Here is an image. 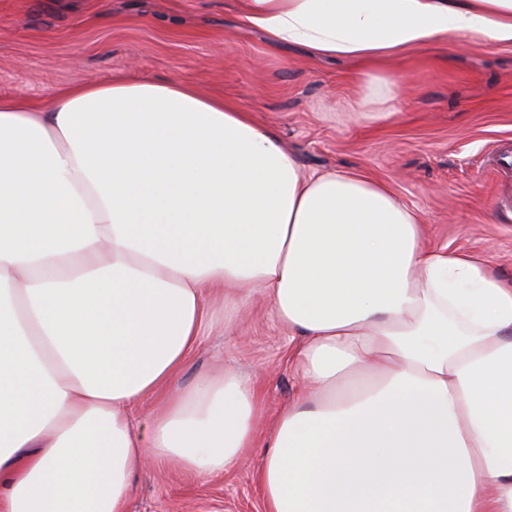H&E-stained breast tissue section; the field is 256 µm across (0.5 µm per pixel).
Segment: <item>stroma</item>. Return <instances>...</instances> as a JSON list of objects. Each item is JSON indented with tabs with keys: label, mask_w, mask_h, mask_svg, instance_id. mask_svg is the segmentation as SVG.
Returning <instances> with one entry per match:
<instances>
[{
	"label": "stroma",
	"mask_w": 512,
	"mask_h": 512,
	"mask_svg": "<svg viewBox=\"0 0 512 512\" xmlns=\"http://www.w3.org/2000/svg\"><path fill=\"white\" fill-rule=\"evenodd\" d=\"M395 99L353 61L243 26L237 0H0V98L46 106L65 88L114 77L189 82L276 130L307 174L361 172L424 219L431 247L487 259L512 280V45L439 41L392 65ZM203 339L177 384L226 369L252 378L265 432L302 387L291 333L260 290L212 298ZM262 451L195 477L148 467L127 512H264L253 480Z\"/></svg>",
	"instance_id": "stroma-1"
}]
</instances>
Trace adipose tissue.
<instances>
[{
  "instance_id": "ef3b65f1",
  "label": "adipose tissue",
  "mask_w": 512,
  "mask_h": 512,
  "mask_svg": "<svg viewBox=\"0 0 512 512\" xmlns=\"http://www.w3.org/2000/svg\"><path fill=\"white\" fill-rule=\"evenodd\" d=\"M319 58L512 44V0H239ZM270 297L302 389L257 437L253 380L178 390L207 293ZM159 404L138 427L134 413ZM264 512H512V283L425 245L386 184L301 177L192 84L0 99V512H125L137 469L254 445Z\"/></svg>"
}]
</instances>
